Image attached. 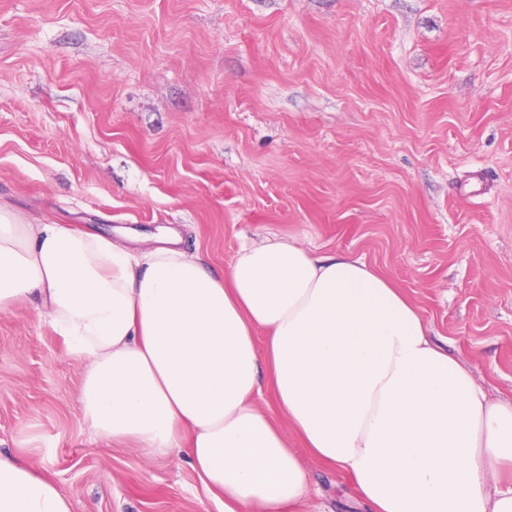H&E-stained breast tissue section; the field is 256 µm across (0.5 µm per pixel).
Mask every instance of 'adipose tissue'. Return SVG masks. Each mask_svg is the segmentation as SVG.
I'll list each match as a JSON object with an SVG mask.
<instances>
[{
	"label": "adipose tissue",
	"mask_w": 512,
	"mask_h": 512,
	"mask_svg": "<svg viewBox=\"0 0 512 512\" xmlns=\"http://www.w3.org/2000/svg\"><path fill=\"white\" fill-rule=\"evenodd\" d=\"M157 240L135 254L0 207V312L24 301L49 317L85 364L82 409L99 436L187 462L224 512H304L309 458L371 512H512L497 479L512 404L431 344L375 268L274 238L216 275L170 229ZM266 384L286 427L255 402ZM0 512H71V499L0 453Z\"/></svg>",
	"instance_id": "1"
}]
</instances>
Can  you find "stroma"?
<instances>
[{"label":"stroma","mask_w":512,"mask_h":512,"mask_svg":"<svg viewBox=\"0 0 512 512\" xmlns=\"http://www.w3.org/2000/svg\"><path fill=\"white\" fill-rule=\"evenodd\" d=\"M0 203L225 272L296 238L361 258L512 402V0H0ZM83 362L0 314V452L72 512H219L184 463L95 436ZM308 512H365L308 461Z\"/></svg>","instance_id":"obj_1"}]
</instances>
